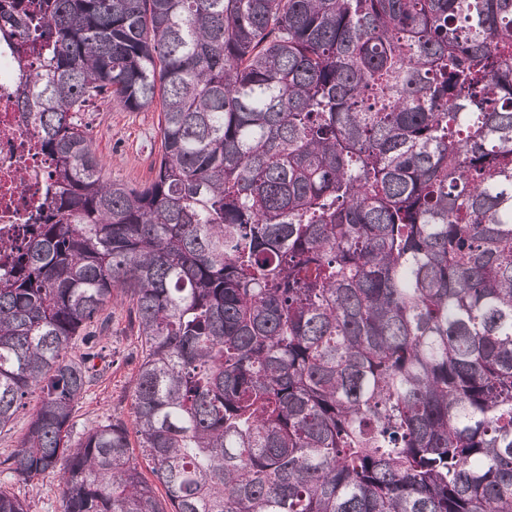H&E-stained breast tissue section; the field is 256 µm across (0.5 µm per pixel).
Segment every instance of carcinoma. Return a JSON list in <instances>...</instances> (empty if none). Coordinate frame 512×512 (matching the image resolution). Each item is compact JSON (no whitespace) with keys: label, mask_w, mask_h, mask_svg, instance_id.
I'll list each match as a JSON object with an SVG mask.
<instances>
[{"label":"carcinoma","mask_w":512,"mask_h":512,"mask_svg":"<svg viewBox=\"0 0 512 512\" xmlns=\"http://www.w3.org/2000/svg\"><path fill=\"white\" fill-rule=\"evenodd\" d=\"M50 202L0 255V431L63 512H512V0H32ZM160 99L143 187L95 99ZM124 296L126 424L72 441ZM162 486L166 499L157 495ZM0 512H27L0 489ZM25 409H21L16 416L10 431L0 433V460L5 459L16 447L18 440L26 432L32 414L39 405V398L36 395L27 400Z\"/></svg>","instance_id":"cac0c4a2"}]
</instances>
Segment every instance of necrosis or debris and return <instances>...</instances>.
I'll list each match as a JSON object with an SVG mask.
<instances>
[{
	"label": "necrosis or debris",
	"mask_w": 512,
	"mask_h": 512,
	"mask_svg": "<svg viewBox=\"0 0 512 512\" xmlns=\"http://www.w3.org/2000/svg\"><path fill=\"white\" fill-rule=\"evenodd\" d=\"M29 62V68L19 70L14 47L0 43V245L14 244L18 228L34 223L47 204L50 164L17 94L19 83L33 75L42 57L31 53Z\"/></svg>",
	"instance_id": "1"
}]
</instances>
